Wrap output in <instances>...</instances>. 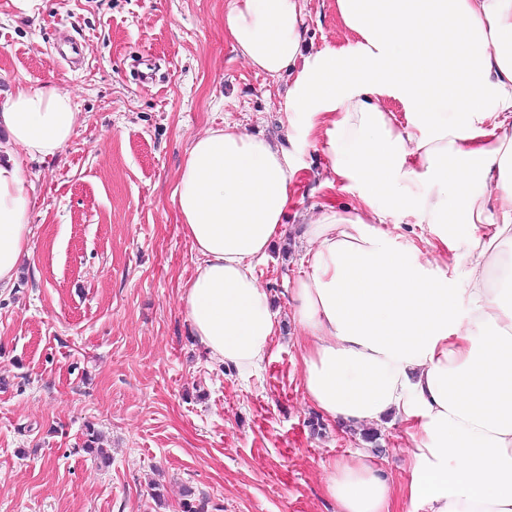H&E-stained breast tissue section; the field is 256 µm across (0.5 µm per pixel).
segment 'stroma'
<instances>
[{"instance_id": "stroma-1", "label": "stroma", "mask_w": 512, "mask_h": 512, "mask_svg": "<svg viewBox=\"0 0 512 512\" xmlns=\"http://www.w3.org/2000/svg\"><path fill=\"white\" fill-rule=\"evenodd\" d=\"M225 3L46 0L25 17L0 0V96L62 86L76 112L61 153L26 165L32 254L0 288V512H180L187 487L207 512H335L323 468L362 450L391 484V512H407L406 424L323 418L295 343L304 217L355 206L357 190L322 187L320 139L286 119L296 70L251 68L224 36ZM304 20L307 51L356 41L336 0H305ZM64 33L78 63L58 51ZM136 60L153 80L132 77ZM227 123L282 143L298 181L256 269L280 333L247 376L200 346L180 303L198 255L172 189L191 140ZM90 426L108 463L83 449Z\"/></svg>"}]
</instances>
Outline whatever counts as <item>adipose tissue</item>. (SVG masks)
<instances>
[{"instance_id": "ef3b65f1", "label": "adipose tissue", "mask_w": 512, "mask_h": 512, "mask_svg": "<svg viewBox=\"0 0 512 512\" xmlns=\"http://www.w3.org/2000/svg\"><path fill=\"white\" fill-rule=\"evenodd\" d=\"M337 7L355 45L307 56L301 0H229L225 12L251 67H298L288 124L304 140L323 134L333 180L360 200L322 207L303 228L292 293L304 392L334 422L408 424V512H512V0ZM74 127L60 87L20 84L0 100V286L31 252L25 166L59 154ZM295 177L281 145L228 124L191 141L173 192L200 258L183 310L211 357L244 375L279 330L255 269ZM394 214L433 227L432 249L466 266L464 285L386 227ZM323 481L336 512H389L370 452L331 464Z\"/></svg>"}]
</instances>
